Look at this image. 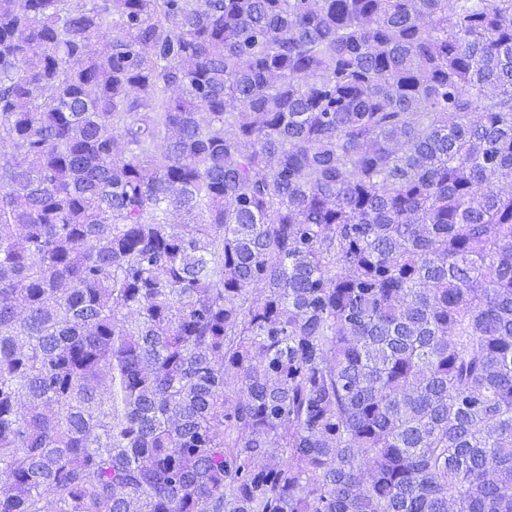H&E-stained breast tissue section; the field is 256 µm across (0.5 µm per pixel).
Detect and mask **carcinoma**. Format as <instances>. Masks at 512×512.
<instances>
[{
  "instance_id": "obj_1",
  "label": "carcinoma",
  "mask_w": 512,
  "mask_h": 512,
  "mask_svg": "<svg viewBox=\"0 0 512 512\" xmlns=\"http://www.w3.org/2000/svg\"><path fill=\"white\" fill-rule=\"evenodd\" d=\"M502 178L512 0H0V512H512Z\"/></svg>"
}]
</instances>
